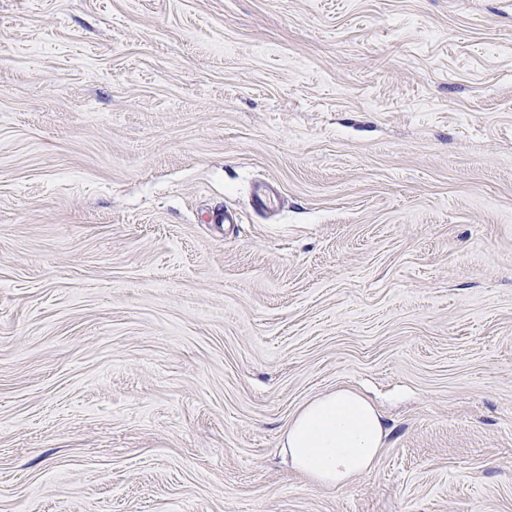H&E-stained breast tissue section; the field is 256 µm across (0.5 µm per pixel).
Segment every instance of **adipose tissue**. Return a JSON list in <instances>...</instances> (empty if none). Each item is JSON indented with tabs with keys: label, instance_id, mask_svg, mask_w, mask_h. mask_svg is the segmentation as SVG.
Masks as SVG:
<instances>
[{
	"label": "adipose tissue",
	"instance_id": "obj_1",
	"mask_svg": "<svg viewBox=\"0 0 512 512\" xmlns=\"http://www.w3.org/2000/svg\"><path fill=\"white\" fill-rule=\"evenodd\" d=\"M387 436L373 405L341 388L303 405L289 422L281 446L294 470L312 484L339 488L373 470Z\"/></svg>",
	"mask_w": 512,
	"mask_h": 512
}]
</instances>
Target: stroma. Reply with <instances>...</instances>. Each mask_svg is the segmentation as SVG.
<instances>
[{
	"label": "stroma",
	"instance_id": "1",
	"mask_svg": "<svg viewBox=\"0 0 512 512\" xmlns=\"http://www.w3.org/2000/svg\"><path fill=\"white\" fill-rule=\"evenodd\" d=\"M0 512H512V0H0ZM387 436L373 405L341 388L303 405L288 423L281 447L312 484L339 488L373 470Z\"/></svg>",
	"mask_w": 512,
	"mask_h": 512
}]
</instances>
